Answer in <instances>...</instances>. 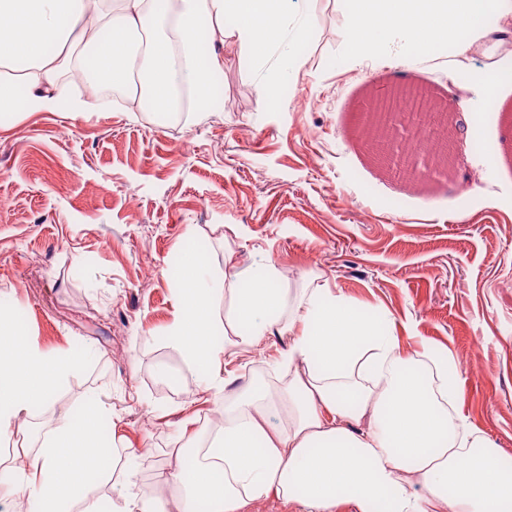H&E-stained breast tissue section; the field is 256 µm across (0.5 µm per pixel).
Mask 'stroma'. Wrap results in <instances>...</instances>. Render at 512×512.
<instances>
[{"label":"stroma","mask_w":512,"mask_h":512,"mask_svg":"<svg viewBox=\"0 0 512 512\" xmlns=\"http://www.w3.org/2000/svg\"><path fill=\"white\" fill-rule=\"evenodd\" d=\"M311 9L312 30L288 17L306 65L273 102L260 86L279 58L228 45L214 113L182 126L79 82L75 95L97 98V111L0 118V296L45 350L85 352L59 401L104 389L144 478L179 420L203 431L224 409L188 403L193 375L167 337V269L194 238L216 271L228 250L243 268L273 259L290 280L392 313L405 347L447 349L461 413L512 461V84L492 93L476 80L512 73V15L462 55L396 45L353 63L341 0ZM370 80L474 114L482 149L461 148L450 173L422 182L382 170L354 131Z\"/></svg>","instance_id":"1"}]
</instances>
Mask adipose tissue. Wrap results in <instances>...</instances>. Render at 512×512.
<instances>
[{
  "label": "adipose tissue",
  "mask_w": 512,
  "mask_h": 512,
  "mask_svg": "<svg viewBox=\"0 0 512 512\" xmlns=\"http://www.w3.org/2000/svg\"><path fill=\"white\" fill-rule=\"evenodd\" d=\"M291 0H0V115L95 109L73 96L63 72L143 92L155 112L187 86L201 114L224 45L262 59L288 38ZM352 60L377 58L394 40L421 58L468 29L484 32L490 13H512V0H348ZM209 56L192 64L200 27ZM274 261L238 270L224 254L216 280L205 256L185 252L173 288L168 336L194 376L192 396L222 398L221 424L204 452L185 465L192 434L181 425L172 460L142 483L135 449L105 433L114 406L94 391L62 406L42 427L36 450L0 458L16 482L0 491L6 512H98L86 494L110 483L111 512H246L271 498L297 512H512V475L496 448L458 410L457 365L425 342L402 348L398 323L384 329L364 308L324 287L286 288ZM230 293L226 318L215 304ZM235 331L223 340L224 328ZM288 337L268 379L229 389L224 362L267 336ZM68 350L47 351L8 308L0 307V440L13 437L38 408L54 404L81 365Z\"/></svg>",
  "instance_id": "ef3b65f1"
}]
</instances>
